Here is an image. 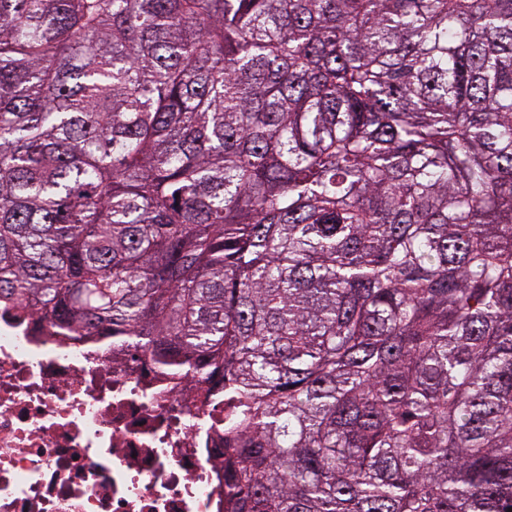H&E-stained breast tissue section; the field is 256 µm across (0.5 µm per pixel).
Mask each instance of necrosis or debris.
Returning a JSON list of instances; mask_svg holds the SVG:
<instances>
[{
    "instance_id": "necrosis-or-debris-1",
    "label": "necrosis or debris",
    "mask_w": 512,
    "mask_h": 512,
    "mask_svg": "<svg viewBox=\"0 0 512 512\" xmlns=\"http://www.w3.org/2000/svg\"><path fill=\"white\" fill-rule=\"evenodd\" d=\"M150 356L0 314V512H224L223 403Z\"/></svg>"
}]
</instances>
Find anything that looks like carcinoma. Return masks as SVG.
<instances>
[{"label": "carcinoma", "instance_id": "carcinoma-1", "mask_svg": "<svg viewBox=\"0 0 512 512\" xmlns=\"http://www.w3.org/2000/svg\"><path fill=\"white\" fill-rule=\"evenodd\" d=\"M224 397V512L512 507V0H0V305Z\"/></svg>", "mask_w": 512, "mask_h": 512}]
</instances>
